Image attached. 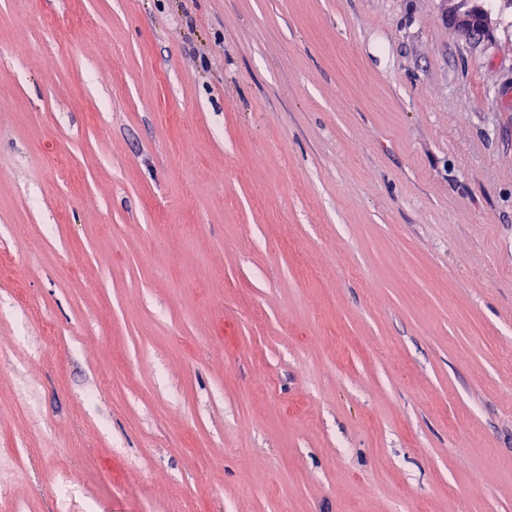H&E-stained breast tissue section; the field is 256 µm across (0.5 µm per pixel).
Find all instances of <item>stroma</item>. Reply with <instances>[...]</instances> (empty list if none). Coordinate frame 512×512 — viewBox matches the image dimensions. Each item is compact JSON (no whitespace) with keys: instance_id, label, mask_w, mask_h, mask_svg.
<instances>
[{"instance_id":"1","label":"stroma","mask_w":512,"mask_h":512,"mask_svg":"<svg viewBox=\"0 0 512 512\" xmlns=\"http://www.w3.org/2000/svg\"><path fill=\"white\" fill-rule=\"evenodd\" d=\"M0 0V512H512V10ZM451 5L449 15L455 25L467 36L484 37L489 34L494 19L482 0H445Z\"/></svg>"}]
</instances>
